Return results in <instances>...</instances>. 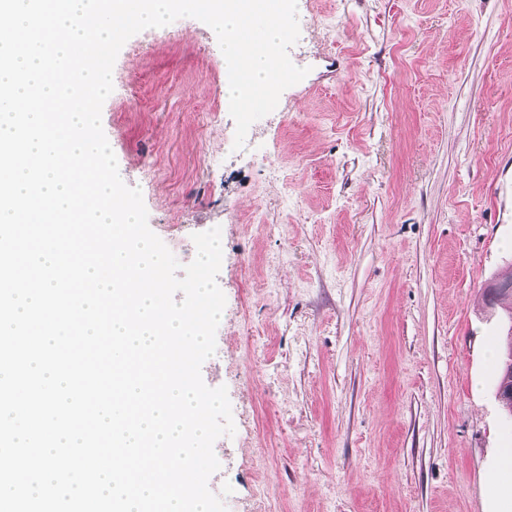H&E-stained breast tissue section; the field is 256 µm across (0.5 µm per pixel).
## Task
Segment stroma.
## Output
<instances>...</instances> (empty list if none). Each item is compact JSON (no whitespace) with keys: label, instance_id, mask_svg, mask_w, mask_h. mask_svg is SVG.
Listing matches in <instances>:
<instances>
[{"label":"stroma","instance_id":"obj_1","mask_svg":"<svg viewBox=\"0 0 512 512\" xmlns=\"http://www.w3.org/2000/svg\"><path fill=\"white\" fill-rule=\"evenodd\" d=\"M308 75L234 149L215 32L132 36L101 121L180 264L223 225L201 376L227 512H512L496 396L512 270V0H297ZM217 104L221 121L198 123ZM484 293L489 304L500 308L509 323L503 334L502 350L499 351L502 381L497 395L500 396L503 389L512 390V367L509 368L507 365L508 350L512 345V274L489 281L484 288Z\"/></svg>","mask_w":512,"mask_h":512}]
</instances>
